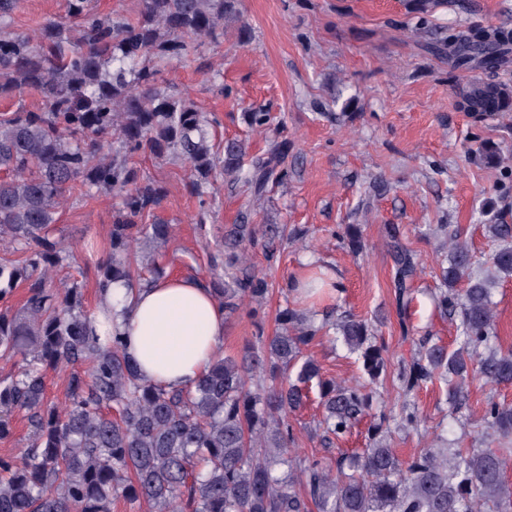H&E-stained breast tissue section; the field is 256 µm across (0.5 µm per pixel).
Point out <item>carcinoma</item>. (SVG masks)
I'll return each mask as SVG.
<instances>
[{"mask_svg": "<svg viewBox=\"0 0 512 512\" xmlns=\"http://www.w3.org/2000/svg\"><path fill=\"white\" fill-rule=\"evenodd\" d=\"M425 19L447 0H409ZM135 19L100 16L91 0H66L78 24L46 22L37 39L13 28L14 0H0V97L41 93L39 112L0 113V239L25 253L24 265L0 263V299L19 283L27 296L17 310H0V357L14 360V373L0 379V435L11 417L26 416L30 439L18 457H0V512H112V501L132 498L148 512H512V406L493 399L482 414L488 448H456L439 436L433 448L406 459L387 445L392 430L416 431L422 418L409 397L428 384L447 393L449 417L458 413L475 380L512 384V349L504 350L494 323L491 284L512 278V224H487L497 243L484 261L455 240L441 267L435 298L441 313L460 315L454 350L420 342L416 358L400 373L401 402L380 406L361 454L335 463L302 455L288 415L312 388L323 408L328 442L341 441L379 395L386 371L376 327L344 315L334 323L336 340L357 356L367 381L342 385L322 377L305 348L323 330L306 312L287 306L280 331L260 340L241 358L213 363L194 386L170 389L141 380L117 330L101 332L84 310L83 285L72 281L49 292L43 280L69 257L48 231L65 194L119 196L112 209L111 252L98 270L99 303L110 284L124 279L147 285L159 273L152 244H165L173 227L143 223L160 201V189L140 181L130 166L135 155L175 157L189 164L200 198L199 222L207 214L205 189L228 176L260 199L274 181L288 178L286 160L295 143L273 140L265 156L245 163L241 142L215 149L209 127L217 123L182 95L161 85L164 64L182 59L224 36V21L239 16V0H141ZM512 37L505 31L434 43L454 67L496 68ZM507 89L477 82L462 93L461 107L482 116L501 111ZM253 129L270 126L264 110L245 113ZM274 245L279 231L236 224L224 249L232 280L215 286L225 318L243 301L262 302L271 284L249 272L240 242L256 234ZM336 238L356 256L364 243L361 225L340 224ZM393 288L399 307L408 303L419 267L414 255L388 229ZM496 273L492 280L483 267ZM86 366L70 374L65 404L49 400V370Z\"/></svg>", "mask_w": 512, "mask_h": 512, "instance_id": "obj_1", "label": "carcinoma"}]
</instances>
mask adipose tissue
I'll return each mask as SVG.
<instances>
[{
    "label": "adipose tissue",
    "mask_w": 512,
    "mask_h": 512,
    "mask_svg": "<svg viewBox=\"0 0 512 512\" xmlns=\"http://www.w3.org/2000/svg\"><path fill=\"white\" fill-rule=\"evenodd\" d=\"M126 352L141 379L193 385L224 344V308L199 281L169 274L115 306Z\"/></svg>",
    "instance_id": "1"
}]
</instances>
